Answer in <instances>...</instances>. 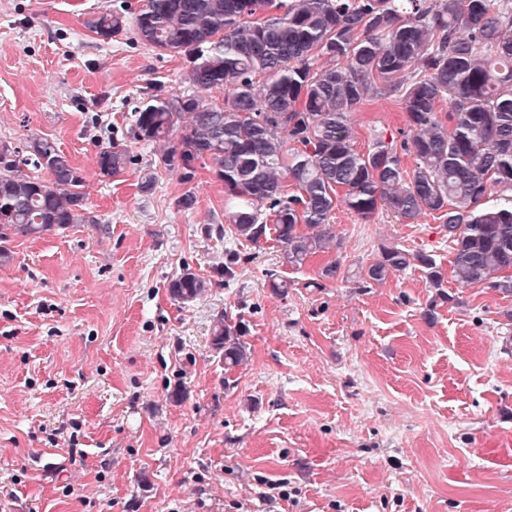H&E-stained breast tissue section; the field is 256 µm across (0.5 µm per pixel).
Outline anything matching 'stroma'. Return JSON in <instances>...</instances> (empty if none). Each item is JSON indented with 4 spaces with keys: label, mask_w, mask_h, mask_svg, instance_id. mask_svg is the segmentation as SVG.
I'll return each instance as SVG.
<instances>
[{
    "label": "stroma",
    "mask_w": 512,
    "mask_h": 512,
    "mask_svg": "<svg viewBox=\"0 0 512 512\" xmlns=\"http://www.w3.org/2000/svg\"><path fill=\"white\" fill-rule=\"evenodd\" d=\"M122 5L140 0H0V144L54 142L86 216L14 236L0 266V512H512V297L456 282L432 214L338 206L339 249L299 268L274 237H232L210 161L186 181L132 135L145 91L189 85L183 56L87 27ZM353 119L364 149L404 114L381 101ZM111 140L134 161L109 177ZM385 245L433 254L442 289L417 268L320 281ZM186 268L210 286L182 304L168 285ZM224 315L249 354L229 375L211 344ZM271 481L290 499L266 505Z\"/></svg>",
    "instance_id": "1"
}]
</instances>
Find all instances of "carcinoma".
I'll return each instance as SVG.
<instances>
[{
  "label": "carcinoma",
  "mask_w": 512,
  "mask_h": 512,
  "mask_svg": "<svg viewBox=\"0 0 512 512\" xmlns=\"http://www.w3.org/2000/svg\"><path fill=\"white\" fill-rule=\"evenodd\" d=\"M130 22L148 45L186 57L191 86L141 101L135 137L164 142L162 163L188 180L209 160L238 239L272 233L300 267L339 247L329 218L340 204L365 222L380 209L403 224L429 213L448 231L458 283L512 295V0H142L130 19L103 13L87 25L110 40ZM378 99L401 101L405 127L360 150L351 117ZM29 148L37 175L0 146V265L12 261L11 237L85 220L78 169L47 139ZM129 163L118 142L98 152L106 176ZM411 267L443 287L433 255L397 245L359 284ZM208 287L187 269L169 284L183 303ZM241 336L238 322L213 326L228 371L248 361Z\"/></svg>",
  "instance_id": "obj_1"
}]
</instances>
